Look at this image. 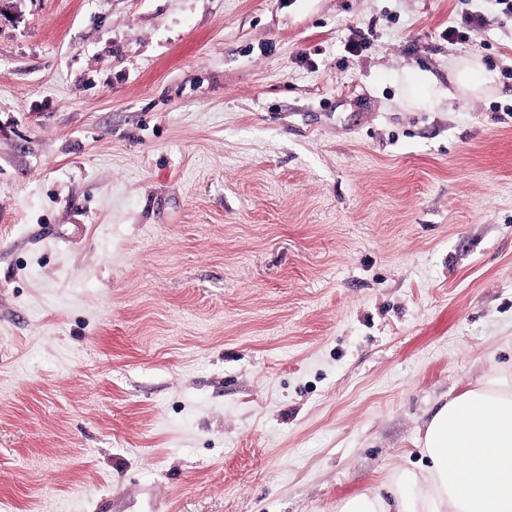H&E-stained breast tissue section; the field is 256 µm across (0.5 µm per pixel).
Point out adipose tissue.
Masks as SVG:
<instances>
[{
	"instance_id": "obj_1",
	"label": "adipose tissue",
	"mask_w": 512,
	"mask_h": 512,
	"mask_svg": "<svg viewBox=\"0 0 512 512\" xmlns=\"http://www.w3.org/2000/svg\"><path fill=\"white\" fill-rule=\"evenodd\" d=\"M419 470L343 499L337 512H512V378L486 375L425 426Z\"/></svg>"
}]
</instances>
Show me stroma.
<instances>
[{
    "instance_id": "obj_1",
    "label": "stroma",
    "mask_w": 512,
    "mask_h": 512,
    "mask_svg": "<svg viewBox=\"0 0 512 512\" xmlns=\"http://www.w3.org/2000/svg\"><path fill=\"white\" fill-rule=\"evenodd\" d=\"M506 105L493 0H0V512H336L424 466L512 373ZM483 18L480 15H470L464 19V24L466 26L472 28V30H468V32L460 31L457 26H448V29L444 31V36L448 38V41L456 42L461 45H469L472 50H479L484 46V44L477 39L475 36L477 33L476 27L482 25ZM479 66L480 63L475 58L462 60L454 65L456 94L461 96L462 93L478 94L484 92L483 87L474 80V74ZM456 94L451 93L448 89V97H456Z\"/></svg>"
}]
</instances>
